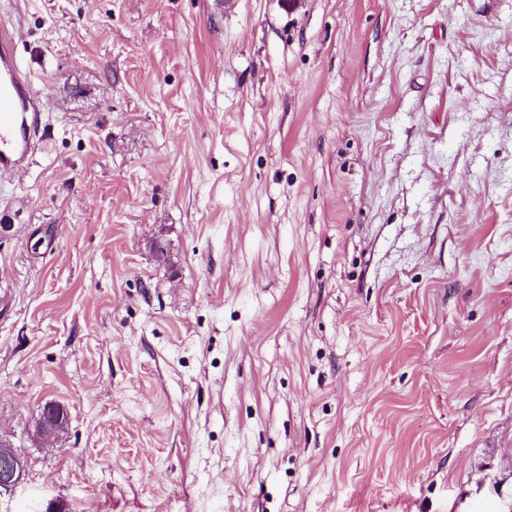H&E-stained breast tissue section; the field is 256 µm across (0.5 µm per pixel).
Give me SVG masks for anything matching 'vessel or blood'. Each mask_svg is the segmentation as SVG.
Returning a JSON list of instances; mask_svg holds the SVG:
<instances>
[{
  "mask_svg": "<svg viewBox=\"0 0 512 512\" xmlns=\"http://www.w3.org/2000/svg\"><path fill=\"white\" fill-rule=\"evenodd\" d=\"M14 35L0 32V176L22 171L36 146L35 98L13 54Z\"/></svg>",
  "mask_w": 512,
  "mask_h": 512,
  "instance_id": "obj_1",
  "label": "vessel or blood"
}]
</instances>
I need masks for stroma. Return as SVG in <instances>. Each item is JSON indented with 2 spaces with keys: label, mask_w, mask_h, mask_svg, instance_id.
<instances>
[{
  "label": "stroma",
  "mask_w": 512,
  "mask_h": 512,
  "mask_svg": "<svg viewBox=\"0 0 512 512\" xmlns=\"http://www.w3.org/2000/svg\"><path fill=\"white\" fill-rule=\"evenodd\" d=\"M0 25L45 132L0 178V512H512V0ZM28 459L13 445L0 439V496L9 493L22 482L28 471Z\"/></svg>",
  "instance_id": "1"
}]
</instances>
